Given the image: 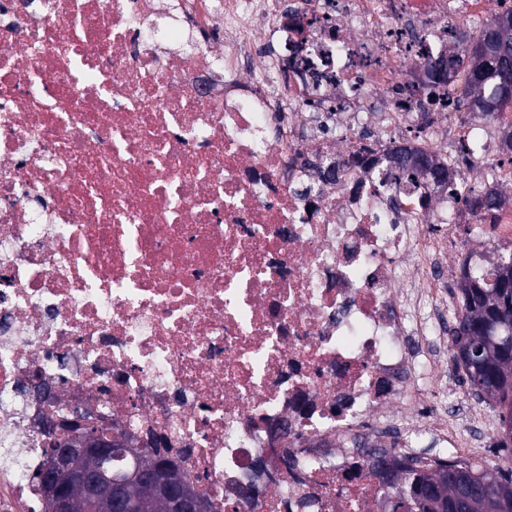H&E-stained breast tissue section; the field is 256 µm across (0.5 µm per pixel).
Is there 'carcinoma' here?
<instances>
[{
	"instance_id": "cac0c4a2",
	"label": "carcinoma",
	"mask_w": 512,
	"mask_h": 512,
	"mask_svg": "<svg viewBox=\"0 0 512 512\" xmlns=\"http://www.w3.org/2000/svg\"><path fill=\"white\" fill-rule=\"evenodd\" d=\"M512 47V12L495 16L477 34L464 40L462 56L448 57V66L468 62L466 92L469 112L488 117L512 104V66L502 48ZM414 170L442 173L448 185L452 177L446 169L429 164L422 154H413ZM460 312L451 331L450 351L453 366L463 372L464 380L480 400L506 411L501 416L502 446L512 443V253L500 257L487 271L463 272L460 281ZM160 449L142 453L136 460L117 448L106 465L116 477L123 478L135 466L146 473L171 468L169 459L157 458ZM406 490V502L414 512H432V504L448 500L456 492L458 479L465 475L478 479L471 494L468 512H512V477L481 469L463 460L437 463L429 469L421 457H404L398 467ZM70 512H120L116 504L102 499L91 501L73 496Z\"/></svg>"
}]
</instances>
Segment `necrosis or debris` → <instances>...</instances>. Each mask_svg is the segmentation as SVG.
Masks as SVG:
<instances>
[{"label":"necrosis or debris","mask_w":512,"mask_h":512,"mask_svg":"<svg viewBox=\"0 0 512 512\" xmlns=\"http://www.w3.org/2000/svg\"><path fill=\"white\" fill-rule=\"evenodd\" d=\"M507 2L0 0V501L40 505L46 414L153 437L214 512H392L382 446L481 455L431 369L448 284L512 251V113L428 70Z\"/></svg>","instance_id":"obj_1"}]
</instances>
